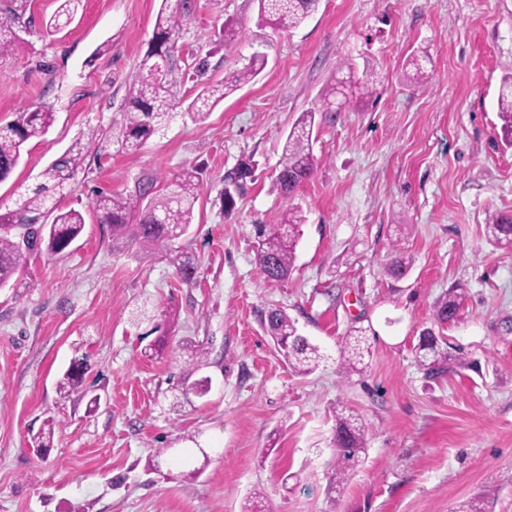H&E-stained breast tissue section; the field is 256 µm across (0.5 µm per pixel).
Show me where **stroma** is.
Wrapping results in <instances>:
<instances>
[{"label":"stroma","instance_id":"stroma-1","mask_svg":"<svg viewBox=\"0 0 512 512\" xmlns=\"http://www.w3.org/2000/svg\"><path fill=\"white\" fill-rule=\"evenodd\" d=\"M184 2L170 60L176 113L126 152L131 80L159 11ZM56 7L33 0L26 45L0 55V126L27 109L55 114L0 182V209L16 208L75 143L94 147L58 199L83 213L79 238L54 259L32 256L0 288V512H242L255 492L276 512H456L492 485L493 512H512V249L485 239L491 215L512 213L497 113L512 0H319L287 30L259 22L256 0H84L68 27L46 31ZM256 53L267 64L255 78L204 119L188 114L204 84L231 80ZM348 74L369 95L317 121L311 178L278 197L290 127L322 112ZM245 162L253 175L225 208L224 179ZM191 167L202 192L177 245L199 273L185 283L164 250L99 223L93 201L147 183L166 190ZM289 206L305 218L293 267L269 281L254 227ZM396 246L410 260L399 278L388 271ZM453 288L465 304L441 333L455 360L429 378L419 335ZM272 309L320 348L315 370L295 371L274 345L263 324ZM355 327L368 366L345 378L338 352ZM82 358L80 392H59ZM205 376L210 392L189 393ZM340 404L369 434L338 493ZM49 419L43 456L31 433Z\"/></svg>","mask_w":512,"mask_h":512}]
</instances>
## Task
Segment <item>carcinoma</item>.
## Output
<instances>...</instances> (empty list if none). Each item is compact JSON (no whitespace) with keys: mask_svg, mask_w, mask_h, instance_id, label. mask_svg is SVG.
<instances>
[{"mask_svg":"<svg viewBox=\"0 0 512 512\" xmlns=\"http://www.w3.org/2000/svg\"><path fill=\"white\" fill-rule=\"evenodd\" d=\"M58 7L46 27L55 31L67 27L83 0H57ZM316 0H258L259 18L277 29L295 28L312 12ZM31 0H0V55L8 54L21 41L19 32L31 31L33 17ZM186 14L183 12L161 13L156 21L153 46L150 53L169 55L175 37L179 35ZM264 58L257 55L230 81L207 84L201 88L189 105L194 114L201 116L211 111L239 84L254 77L263 67ZM364 85L343 82L333 88L332 98L327 100L324 112H337L347 104ZM499 118L503 121L504 144L512 147V71L505 74L497 98ZM173 102L169 89L168 73L162 66L145 59L139 65L129 89L125 129L122 147L137 152L151 137L158 126L170 118ZM316 113L304 112L293 123L282 147L279 172L272 182L271 191L290 197L314 171L312 133ZM54 113L43 109L21 112L10 124L0 127V181L7 178L19 164L26 144L33 138L46 134L53 123ZM92 146L74 145L70 151L54 160L42 173L44 183L23 200L20 207L0 211V287L23 270L35 253H45L52 258L59 255L80 236L85 226L81 211L65 210L57 204L47 205L49 193L63 194L69 181L84 161L85 153ZM202 182L195 169L178 175L173 188L160 192L149 186H140L136 193H100L94 209L99 222L111 227L112 232H130L148 245L170 251V262L177 274L186 282L198 273L195 256L185 250L172 248V243L183 236L192 223L193 211L201 194ZM52 221H47V217ZM303 218L300 211L290 208L282 214L277 224H256V264L266 279L281 281L288 278L291 270L300 227ZM487 228V241L501 248L512 247V214L493 215ZM465 291L453 288L448 296L437 304L434 321L439 327L458 318L463 307ZM267 330L275 345L283 352L288 363L301 373L311 372L319 363L321 354L297 334V327L288 315L279 309L268 311L264 317ZM435 330L426 328L419 337L417 358L420 366L430 377L446 369L450 354L444 336H434ZM363 330H351L339 351V370L349 377L363 364L367 348L361 346ZM83 381L82 363L73 364L60 381L61 386L75 391ZM369 428L365 422L349 413L346 408L336 410V426L332 445L336 457L334 483L342 484L346 471L359 461L364 452Z\"/></svg>","mask_w":512,"mask_h":512,"instance_id":"cac0c4a2","label":"carcinoma"}]
</instances>
